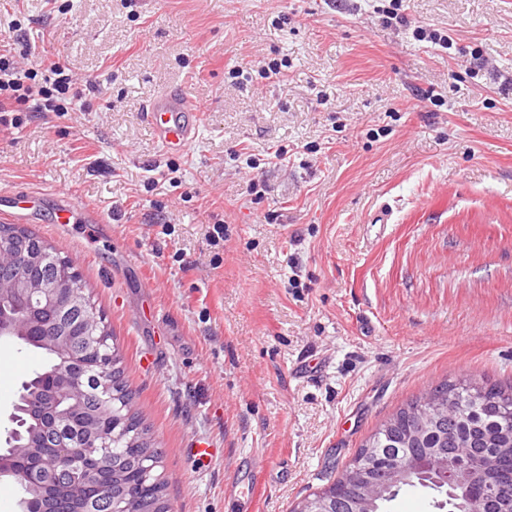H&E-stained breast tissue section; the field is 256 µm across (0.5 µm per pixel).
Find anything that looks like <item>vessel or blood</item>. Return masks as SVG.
I'll return each instance as SVG.
<instances>
[{
    "instance_id": "vessel-or-blood-1",
    "label": "vessel or blood",
    "mask_w": 512,
    "mask_h": 512,
    "mask_svg": "<svg viewBox=\"0 0 512 512\" xmlns=\"http://www.w3.org/2000/svg\"><path fill=\"white\" fill-rule=\"evenodd\" d=\"M199 108L186 94L164 92L149 105L146 118L161 145L169 151L184 152L189 149L198 135L197 115ZM43 199L42 192L26 188L14 189L5 196L12 220L32 215ZM56 221L60 224H72L78 221L103 223L104 218L95 207L86 205L74 207L68 197L57 202Z\"/></svg>"
}]
</instances>
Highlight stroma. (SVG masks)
<instances>
[{"label":"stroma","instance_id":"stroma-1","mask_svg":"<svg viewBox=\"0 0 512 512\" xmlns=\"http://www.w3.org/2000/svg\"><path fill=\"white\" fill-rule=\"evenodd\" d=\"M392 4L0 0L13 55L78 77L0 125V193H48L24 226L113 332L174 512H291L432 386L512 384V0ZM171 88L202 107L183 153L145 119ZM61 193L108 234L59 228ZM29 353L0 342V440Z\"/></svg>","mask_w":512,"mask_h":512}]
</instances>
